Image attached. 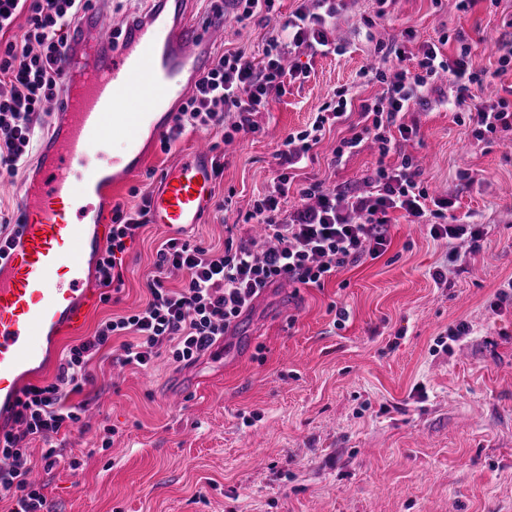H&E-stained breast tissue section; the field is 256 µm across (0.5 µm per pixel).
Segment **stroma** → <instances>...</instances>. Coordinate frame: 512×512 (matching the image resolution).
Listing matches in <instances>:
<instances>
[{"mask_svg":"<svg viewBox=\"0 0 512 512\" xmlns=\"http://www.w3.org/2000/svg\"><path fill=\"white\" fill-rule=\"evenodd\" d=\"M376 0H348L338 21L342 56L315 58L308 77L271 98L257 121L262 132L226 140L208 132L224 172L192 240L222 246L226 225L238 222L269 185L276 152L288 133L304 129L328 94L360 100L379 84L363 83L376 43L405 28L417 42L456 33L472 46L475 70L495 71L501 43L512 41V0H477L461 12L456 0H394L373 27ZM273 24L230 23L225 48L261 53ZM327 131L312 151L308 175L328 186L368 192L378 160L373 142L332 165L331 153L359 122ZM416 138L390 154L419 163L438 195H454L458 218L472 216L488 233L479 250L459 243L461 260L423 224L397 219L380 258L341 269L324 287L280 282L239 321V335L218 343L194 364L158 360L147 371L93 363L80 424L54 444L78 469H45V445H30L35 473L54 512H512V305L496 306L512 279V130L477 140L465 115L438 96L406 113ZM190 130L170 152L152 142L146 161L101 206L133 205L131 189L150 193L164 170L196 143ZM231 208H224L225 195ZM142 227L122 257L124 286L97 301L77 329L54 346L55 359L38 374L51 380L57 358L104 318L143 305V283L167 236ZM447 267V280L432 274ZM346 309L334 327L330 305ZM468 336L440 346L460 321ZM111 447L96 452L104 428Z\"/></svg>","mask_w":512,"mask_h":512,"instance_id":"35a3bbf8","label":"stroma"}]
</instances>
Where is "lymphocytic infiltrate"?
I'll use <instances>...</instances> for the list:
<instances>
[{"mask_svg":"<svg viewBox=\"0 0 512 512\" xmlns=\"http://www.w3.org/2000/svg\"><path fill=\"white\" fill-rule=\"evenodd\" d=\"M237 22L254 18L275 20L277 0H234ZM90 0H0V172L15 174L32 157L53 101L61 90V63L69 32ZM345 0H301L286 19L275 20L261 56L225 50L215 54L211 69L200 78L179 107L175 124L161 140L170 149L187 131L230 126L236 133L258 132L256 117L271 97L285 94L288 85L306 77L309 59L343 55L346 47L334 36ZM26 23L20 38L9 33L18 18ZM412 29L400 40L378 46L383 58H394L396 70H360L365 82H378L380 93L361 99L359 132L344 139L333 152L335 161L356 153L364 139H372L382 162L367 177L371 194L349 188H328L319 180L296 183L295 172L310 160L327 127L346 121L348 101L340 97L319 107L306 129L289 133L278 151L281 171L269 190L245 215L264 227L272 248L260 251L257 242L239 237L227 225L223 247L216 248L171 236L156 252L154 272L144 288L145 304L132 314L98 323L94 333L70 346L50 382L25 386L13 404V428L0 429V502L8 512H51L42 487L31 479L29 444L47 445L46 466L58 462L52 441L81 420L83 404L72 395L92 383L91 366L113 339H121L116 362L146 369L164 358L189 365L223 340L226 329L250 309L263 288L278 281L323 287L340 269L363 258L384 255L390 244V215L402 212L413 224H425L434 240H466L478 245L486 231L481 224H453L452 198L430 196L418 164L401 155L397 165L384 164L399 141L417 137V125L405 124L404 113L424 107L430 95L450 92L453 106L468 108L474 135L512 130L507 106L512 85L497 100L474 102L472 88L493 85L497 74L512 66V50L499 58L497 72L475 71L471 47L461 44L455 54L444 50L445 39L425 42L411 51ZM299 203L289 206V193ZM150 197L139 204L115 206L107 245L97 261L100 287L121 290L122 256L138 229L149 222ZM183 275L172 288V272Z\"/></svg>","mask_w":512,"mask_h":512,"instance_id":"1","label":"lymphocytic infiltrate"}]
</instances>
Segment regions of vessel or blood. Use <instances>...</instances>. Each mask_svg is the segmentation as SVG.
Masks as SVG:
<instances>
[{"instance_id":"1","label":"vessel or blood","mask_w":512,"mask_h":512,"mask_svg":"<svg viewBox=\"0 0 512 512\" xmlns=\"http://www.w3.org/2000/svg\"><path fill=\"white\" fill-rule=\"evenodd\" d=\"M190 4L147 0L120 25L106 7H93L77 24L63 61L62 102L52 109L34 177L17 189L16 226L0 258V419L95 301L85 272L102 246L103 227L83 198L125 183L141 166L147 145L170 131L176 105L212 60L225 28L194 21ZM115 139L124 143L123 155L105 168L86 164ZM213 193L211 148L200 136L162 175L152 221L171 228L199 223ZM64 203L75 219L58 213Z\"/></svg>"}]
</instances>
